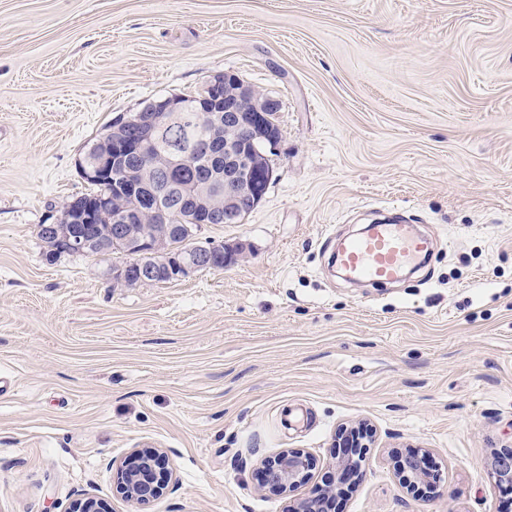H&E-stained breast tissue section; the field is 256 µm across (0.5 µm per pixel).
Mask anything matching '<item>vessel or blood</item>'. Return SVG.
Here are the masks:
<instances>
[{
	"mask_svg": "<svg viewBox=\"0 0 512 512\" xmlns=\"http://www.w3.org/2000/svg\"><path fill=\"white\" fill-rule=\"evenodd\" d=\"M431 246L429 237L414 225L380 219L361 235L341 242L335 261L349 279L388 284L419 265Z\"/></svg>",
	"mask_w": 512,
	"mask_h": 512,
	"instance_id": "b4317fda",
	"label": "vessel or blood"
}]
</instances>
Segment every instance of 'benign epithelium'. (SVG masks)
<instances>
[{"instance_id": "obj_1", "label": "benign epithelium", "mask_w": 512, "mask_h": 512, "mask_svg": "<svg viewBox=\"0 0 512 512\" xmlns=\"http://www.w3.org/2000/svg\"><path fill=\"white\" fill-rule=\"evenodd\" d=\"M250 101L257 116L245 120L240 116L239 104ZM276 107V100L265 97L257 88L246 85L233 75L224 74L207 80L200 97L194 103L179 97H169L153 102L135 115L118 121L119 125L134 124L141 128L142 137L136 151L148 159L154 146L153 134L171 119L173 112H195L201 121L224 122V136L231 141L245 142L253 146L249 157H236L231 165L224 167V209L209 207L205 200H192L190 221L201 227L222 221L237 222L240 215L256 208L263 200L267 188L275 176V168L269 155L275 153L279 136L266 122V113ZM129 145L120 130L112 135L110 154L101 157L96 165L85 171L88 179H97L107 172L112 184L117 186L125 175ZM165 190L158 188L142 196L149 202L154 217V226L139 235L126 237L128 257L112 266V281L121 286L148 284L160 275L184 278L211 264L212 249L193 244L184 252L172 254L163 249V240L176 232L177 226L169 224L167 208L160 198ZM112 207V197L102 194L97 199V214H79L77 222L91 224ZM58 249L64 253L80 254L86 249L101 244L96 238L66 234L56 239ZM137 265L139 274L132 278L130 268ZM373 432L359 422L345 424L336 433L335 447L348 452L335 458L332 468L336 470V484H327L313 496L300 498L290 505L289 512H326L328 498L336 496L337 486L350 481L362 480L366 471L362 469L364 449L370 447ZM429 450L410 448L392 455L393 469L399 484L416 497H428L440 488L441 474L428 466ZM315 463L312 456L301 448H286L277 455L260 463V483L257 489L263 493L285 494L293 492L307 482ZM488 476L499 492L512 496V448L497 449L490 462ZM172 477L168 452L162 448H136L120 472V490L132 502L144 504L162 496Z\"/></svg>"}]
</instances>
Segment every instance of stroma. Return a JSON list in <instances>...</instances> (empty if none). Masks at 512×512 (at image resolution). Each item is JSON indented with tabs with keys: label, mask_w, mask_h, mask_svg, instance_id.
<instances>
[{
	"label": "stroma",
	"mask_w": 512,
	"mask_h": 512,
	"mask_svg": "<svg viewBox=\"0 0 512 512\" xmlns=\"http://www.w3.org/2000/svg\"><path fill=\"white\" fill-rule=\"evenodd\" d=\"M236 74L278 99L276 178L221 271L133 288L112 256L42 258L36 234L90 192L78 162L113 120ZM404 214L434 254L403 282H350L329 238ZM0 512H288L263 458L316 461L375 431L335 512H500L512 444V0H0ZM173 483L125 500L133 449ZM426 448L439 496L402 489ZM488 476L495 489L510 495L512 502V448L496 449L491 457ZM429 450L410 448L392 455L393 469L399 484L416 497H429L439 493L441 474L439 469L428 466Z\"/></svg>",
	"instance_id": "obj_1"
}]
</instances>
